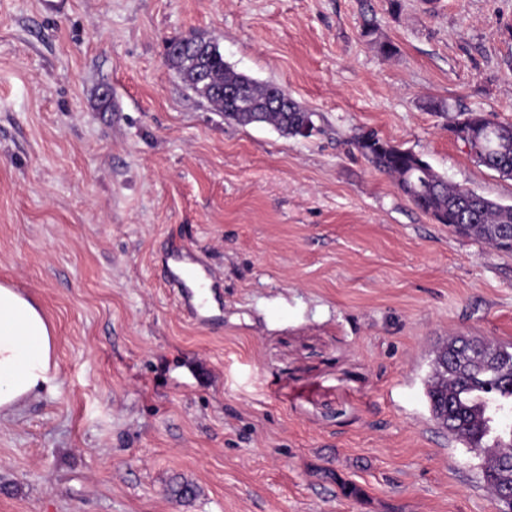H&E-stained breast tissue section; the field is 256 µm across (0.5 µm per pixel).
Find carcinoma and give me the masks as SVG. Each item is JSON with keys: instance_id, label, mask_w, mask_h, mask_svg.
<instances>
[{"instance_id": "cac0c4a2", "label": "carcinoma", "mask_w": 512, "mask_h": 512, "mask_svg": "<svg viewBox=\"0 0 512 512\" xmlns=\"http://www.w3.org/2000/svg\"><path fill=\"white\" fill-rule=\"evenodd\" d=\"M202 39L191 33L179 40L182 50L168 55L167 61L182 82L204 99L225 119L241 126L266 124L286 136H300L312 121L313 113L292 102L275 109L270 102L281 87L271 82H256L235 71L224 61L219 45L211 42L201 51ZM242 86L251 107L233 111L223 98L213 95L212 86ZM480 120L475 112H461L450 131L456 139L468 141L470 154L478 164L512 179V123H493L463 138ZM363 156L379 171L393 179L400 191L418 208L438 218L439 223L464 230L467 236L484 240L497 249L512 250L503 242L501 226L512 225V204L489 199L472 189L448 182L420 155L393 145L370 132L358 140ZM458 340L448 342V384L436 386L437 364H432L428 389L441 392L448 401V413L454 415L448 433L470 450L480 451L485 481L496 491L501 480L498 468L489 460L512 448V423L498 421V409H512V346L491 344L471 337L457 352Z\"/></svg>"}]
</instances>
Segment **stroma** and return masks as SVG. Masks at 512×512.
I'll return each mask as SVG.
<instances>
[{
  "label": "stroma",
  "instance_id": "35a3bbf8",
  "mask_svg": "<svg viewBox=\"0 0 512 512\" xmlns=\"http://www.w3.org/2000/svg\"><path fill=\"white\" fill-rule=\"evenodd\" d=\"M192 32L316 132L212 111L167 63ZM463 109L512 122V0H0V284L57 362L0 418V512H497L427 377L453 337L512 344V252L356 147L511 204ZM174 240L220 277L223 326L179 312Z\"/></svg>",
  "mask_w": 512,
  "mask_h": 512
}]
</instances>
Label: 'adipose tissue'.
<instances>
[{
    "instance_id": "adipose-tissue-1",
    "label": "adipose tissue",
    "mask_w": 512,
    "mask_h": 512,
    "mask_svg": "<svg viewBox=\"0 0 512 512\" xmlns=\"http://www.w3.org/2000/svg\"><path fill=\"white\" fill-rule=\"evenodd\" d=\"M56 367L54 336L39 308L0 285V414L49 384Z\"/></svg>"
}]
</instances>
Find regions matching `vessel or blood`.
<instances>
[{
	"label": "vessel or blood",
	"mask_w": 512,
	"mask_h": 512,
	"mask_svg": "<svg viewBox=\"0 0 512 512\" xmlns=\"http://www.w3.org/2000/svg\"><path fill=\"white\" fill-rule=\"evenodd\" d=\"M164 276L176 293L181 310L193 322L210 326L223 320V306L211 303L208 296L215 279L208 262L174 242L166 252Z\"/></svg>",
	"instance_id": "1"
}]
</instances>
